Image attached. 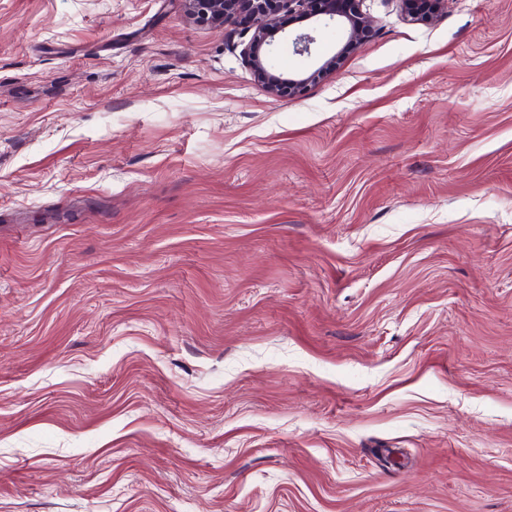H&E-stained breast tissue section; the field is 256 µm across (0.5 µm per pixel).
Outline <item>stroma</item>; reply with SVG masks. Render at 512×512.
I'll list each match as a JSON object with an SVG mask.
<instances>
[{"mask_svg":"<svg viewBox=\"0 0 512 512\" xmlns=\"http://www.w3.org/2000/svg\"><path fill=\"white\" fill-rule=\"evenodd\" d=\"M362 9L0 0V512H512V0ZM189 18L206 25L236 26L238 16L249 13L253 33L243 54L258 82L277 98L299 96L316 77L336 72L343 58L374 32V20L362 10V0H183ZM288 12L299 19L336 22L344 43L316 59V68L284 71L273 64V56L285 42L279 16ZM401 12L406 17L429 22L448 4L447 0H398ZM427 10L425 11V9ZM431 8V11H430Z\"/></svg>","mask_w":512,"mask_h":512,"instance_id":"obj_1","label":"stroma"}]
</instances>
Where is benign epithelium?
<instances>
[{
	"label": "benign epithelium",
	"mask_w": 512,
	"mask_h": 512,
	"mask_svg": "<svg viewBox=\"0 0 512 512\" xmlns=\"http://www.w3.org/2000/svg\"><path fill=\"white\" fill-rule=\"evenodd\" d=\"M403 15L429 22L448 0H398ZM189 18L206 25L235 26L239 15L250 14L253 33L243 54L258 82L277 98L300 95L309 82L336 72L343 58L374 32V20L362 10V0H184ZM286 12L299 19L334 22L344 43L336 51L316 59V68L284 71L273 64V56L285 42L279 16ZM314 32H301L291 40L292 53L312 56Z\"/></svg>",
	"instance_id": "1"
}]
</instances>
